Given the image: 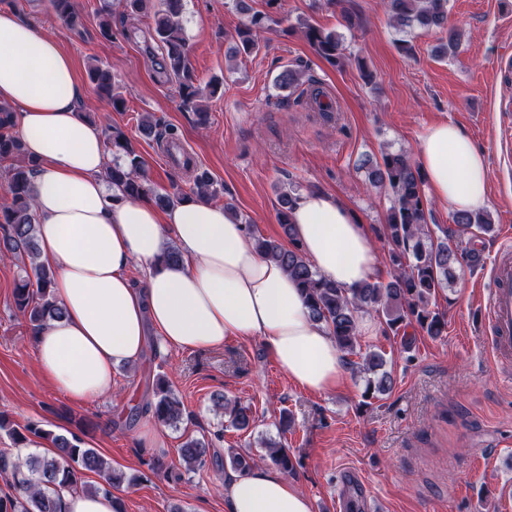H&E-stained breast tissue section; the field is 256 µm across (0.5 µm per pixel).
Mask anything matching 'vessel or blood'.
I'll use <instances>...</instances> for the list:
<instances>
[{"label": "vessel or blood", "mask_w": 512, "mask_h": 512, "mask_svg": "<svg viewBox=\"0 0 512 512\" xmlns=\"http://www.w3.org/2000/svg\"><path fill=\"white\" fill-rule=\"evenodd\" d=\"M487 346L499 362L512 361V245H502L489 271L484 312Z\"/></svg>", "instance_id": "1"}]
</instances>
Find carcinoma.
<instances>
[{
    "mask_svg": "<svg viewBox=\"0 0 512 512\" xmlns=\"http://www.w3.org/2000/svg\"><path fill=\"white\" fill-rule=\"evenodd\" d=\"M56 17L67 25L80 21L74 0H51ZM388 12L398 26H416L425 31L444 30L447 42L440 52H454L459 44V34L446 27L448 0H388ZM181 0H160L154 12V36L163 51L162 69L178 82L182 106L194 113L199 124L209 119L206 101L221 92V84H200L194 76L189 47L179 20ZM279 24L269 13H247V21L238 29L235 54L249 56L259 50L257 33ZM304 37L314 52L322 59L336 64L344 56L342 42L336 33L320 26L304 24ZM88 77L99 95L109 102L112 109L121 112L124 98L114 92L112 69L96 59L88 65ZM324 89L313 84L307 99L319 112L331 111L324 101ZM106 149L115 156L107 169V178L118 187L126 199L148 198L160 207H169L180 197L157 191L143 173V161L125 135L107 126L103 130ZM0 168L4 170L6 189L11 202L0 208V245L20 262L23 274L15 280L13 300L15 307L28 319L32 333L42 328L50 319L62 315V308L54 298V274L52 270L36 262L37 228L32 197V178L36 163L27 158L21 136L15 131L13 113L0 107ZM368 179L386 188L392 196L382 238L389 249L391 270L387 279L366 281L355 288H342L322 278L306 260L294 236L291 214L298 200L299 190L292 187L280 195L278 223L281 224L288 243L267 239L256 234L254 225L245 224L253 235L258 252L266 259L283 267L300 288L311 318L325 324L339 349L357 355L361 351L359 316L372 309L382 311L386 326L397 331L416 322L427 335L441 337L448 328L444 312L431 307V301L456 277L461 262L458 252L449 241L456 231L472 227L482 233L493 230V224L485 215L455 212L452 221L455 228L446 231L444 238L436 241L429 230L430 212L422 192V175L403 151L386 152L382 162L373 166ZM193 193L203 199L219 196L220 190L210 175L201 171L194 179ZM385 354L370 351L363 357L360 371L365 374L367 397L383 394L392 387L393 380L385 370ZM230 425L247 431L254 425L250 408L236 401L219 398ZM145 409L159 423L172 425L182 415V404L166 381L156 379L152 384V400ZM0 431L11 438L15 445L25 448L38 437L49 440L54 448L51 455L30 454L24 459L0 455V470L13 472L15 492L0 496V512H63L59 496L61 487H82L86 490L110 492L126 482L102 457L76 435L67 436L45 430L30 422L20 427L0 412ZM268 458L284 472L295 470L288 449L280 443L266 445ZM179 456L187 470L204 468L217 461L210 444L195 437H188L181 445ZM94 473L100 478L96 484H88L83 477Z\"/></svg>",
    "mask_w": 512,
    "mask_h": 512,
    "instance_id": "cac0c4a2",
    "label": "carcinoma"
}]
</instances>
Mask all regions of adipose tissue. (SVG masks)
Segmentation results:
<instances>
[{
	"instance_id": "ef3b65f1",
	"label": "adipose tissue",
	"mask_w": 512,
	"mask_h": 512,
	"mask_svg": "<svg viewBox=\"0 0 512 512\" xmlns=\"http://www.w3.org/2000/svg\"><path fill=\"white\" fill-rule=\"evenodd\" d=\"M72 59L58 42L8 8L0 9V105L11 108L32 182L39 260L55 270L63 308L34 344L41 374L71 399L112 389L118 364H137L148 332L172 349L262 339L275 364L308 391L332 392L347 365L329 329L309 316L293 279L262 257L244 224L223 204L188 199L168 210L115 201L100 129L78 109ZM418 160L435 200L473 212L488 202L481 150L456 126L421 137ZM294 235L320 276L353 288L372 278L377 254L367 225L340 198L301 192ZM180 259L165 261L169 242ZM141 264L142 287L129 278ZM226 512H313L310 498L281 472L259 466L224 481Z\"/></svg>"
}]
</instances>
